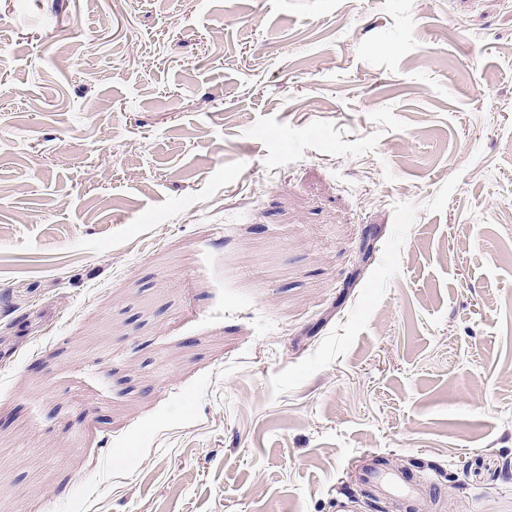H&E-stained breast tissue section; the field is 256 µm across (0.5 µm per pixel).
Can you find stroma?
<instances>
[{"instance_id":"35a3bbf8","label":"stroma","mask_w":512,"mask_h":512,"mask_svg":"<svg viewBox=\"0 0 512 512\" xmlns=\"http://www.w3.org/2000/svg\"><path fill=\"white\" fill-rule=\"evenodd\" d=\"M512 512V0H0V512ZM358 479L370 484L380 495L397 496L408 501L417 511L427 508V499L432 497L433 485L417 480L413 476H400L387 473L379 467L373 454L361 457L357 473ZM425 485L428 492H423Z\"/></svg>"}]
</instances>
